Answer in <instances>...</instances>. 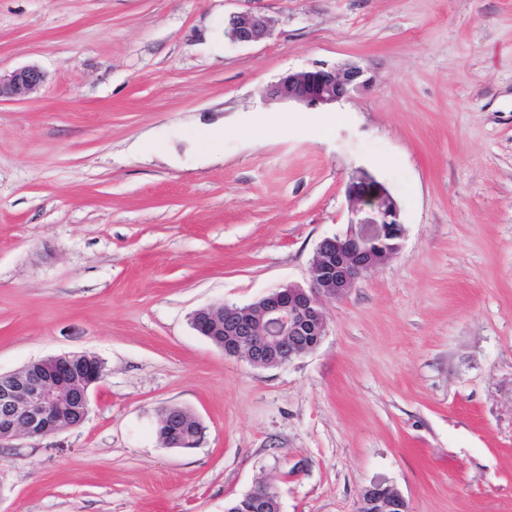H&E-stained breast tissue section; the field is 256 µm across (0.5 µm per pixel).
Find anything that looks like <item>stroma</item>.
Wrapping results in <instances>:
<instances>
[{
  "label": "stroma",
  "mask_w": 512,
  "mask_h": 512,
  "mask_svg": "<svg viewBox=\"0 0 512 512\" xmlns=\"http://www.w3.org/2000/svg\"><path fill=\"white\" fill-rule=\"evenodd\" d=\"M253 11L266 40L230 41ZM356 62L370 92L265 108L290 71ZM0 373L89 353L85 421L0 447V512H512V0H0ZM217 139L209 149L199 137ZM397 254L324 303L313 352L225 356L191 317L304 286L355 168ZM196 415L165 447L161 408ZM224 30L226 36L233 42H257L269 34L271 20L259 13H234L228 17ZM45 79V74L34 66L22 68L7 75L0 73V102L2 99H11L18 94L37 90ZM272 489L273 488L269 483L258 482L246 494L243 495V499L252 506L250 510L259 508L261 509L260 512H279L278 499L275 495L270 497ZM268 498L269 500L266 503L264 510L262 508L264 507V504ZM357 512H409V506L404 496L395 488L373 484L361 493Z\"/></svg>",
  "instance_id": "35a3bbf8"
}]
</instances>
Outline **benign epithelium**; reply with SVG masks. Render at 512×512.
Returning <instances> with one entry per match:
<instances>
[{"mask_svg":"<svg viewBox=\"0 0 512 512\" xmlns=\"http://www.w3.org/2000/svg\"><path fill=\"white\" fill-rule=\"evenodd\" d=\"M271 20L263 14L230 15L225 34L233 42L264 39ZM45 74L31 66L0 74V100L37 90ZM373 77L355 63L328 67L315 65L288 72L267 86L266 105L294 103L310 110H331L368 92ZM348 201L347 229L324 238L311 263L308 287L288 285L247 305L223 304L197 310L194 330L213 334L222 324L227 341L224 355L246 360L257 368L287 364L314 351L327 333L323 299H339L353 285L401 248L405 229L401 207L385 183L357 169L345 184ZM104 372L90 354H65L43 358L21 370L0 374V447L23 436L43 439L65 422L82 423L88 413L89 390ZM272 493L266 482L256 483L244 501L263 508ZM357 512H409L404 496L395 488L373 484L363 490Z\"/></svg>","mask_w":512,"mask_h":512,"instance_id":"7a95c632","label":"benign epithelium"}]
</instances>
